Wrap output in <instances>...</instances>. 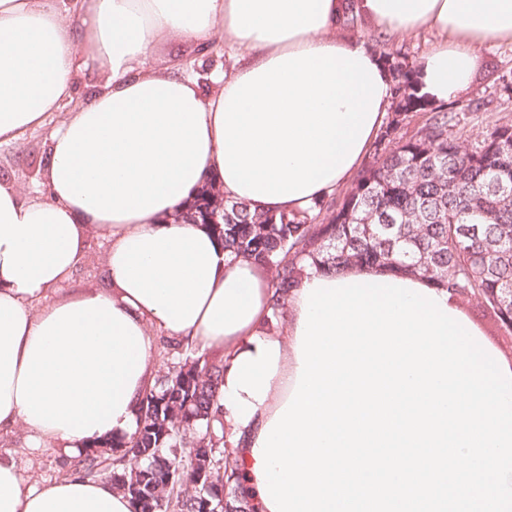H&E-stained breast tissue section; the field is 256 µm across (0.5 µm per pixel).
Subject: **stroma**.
Wrapping results in <instances>:
<instances>
[{
    "instance_id": "stroma-1",
    "label": "stroma",
    "mask_w": 512,
    "mask_h": 512,
    "mask_svg": "<svg viewBox=\"0 0 512 512\" xmlns=\"http://www.w3.org/2000/svg\"><path fill=\"white\" fill-rule=\"evenodd\" d=\"M484 64L470 88L462 95L449 99L448 106L459 112L468 136H476L479 122L512 121V98L498 85L502 75L512 77V42L488 38L481 46ZM152 70L176 67L192 68L205 91H213L211 72H232L238 66L236 53L220 40H212L208 48L192 41L177 40L156 49L146 60ZM63 118L52 114L46 126L27 132L19 141L0 145V175L26 193L45 178V157L50 145V132ZM106 245L95 231H88L87 246L72 279L64 283L60 294L77 297L101 289L106 277ZM460 309L489 343L508 363L512 364V335L503 334L494 317L481 303L463 301ZM0 454L10 456L29 481L44 484L62 477L67 468L55 449L32 447L23 431L0 436Z\"/></svg>"
}]
</instances>
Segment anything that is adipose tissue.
<instances>
[{"label": "adipose tissue", "instance_id": "1", "mask_svg": "<svg viewBox=\"0 0 512 512\" xmlns=\"http://www.w3.org/2000/svg\"><path fill=\"white\" fill-rule=\"evenodd\" d=\"M347 0H0V143L42 126L72 75L111 80L50 134L46 180L21 194L0 180V432L22 427L72 457L135 428L158 337L224 348L216 408L252 512H269L253 448L296 382L301 288L274 326L265 266L232 259L207 226L179 218L206 179L251 210L296 212L344 186L392 102L379 56L335 37ZM389 35L428 27L440 40L417 65L442 102L470 87L480 44L512 41V0H356ZM220 33L240 55L215 76L149 71L168 40ZM107 243L105 289L52 297L85 248ZM0 512H132L103 480L38 485L0 458Z\"/></svg>", "mask_w": 512, "mask_h": 512}]
</instances>
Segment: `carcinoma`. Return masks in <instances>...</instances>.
<instances>
[{
    "instance_id": "obj_1",
    "label": "carcinoma",
    "mask_w": 512,
    "mask_h": 512,
    "mask_svg": "<svg viewBox=\"0 0 512 512\" xmlns=\"http://www.w3.org/2000/svg\"><path fill=\"white\" fill-rule=\"evenodd\" d=\"M380 57L394 81L395 110L339 204L256 212L220 197L209 180L182 218L208 225L230 255L266 266L280 324L307 262L421 275L453 298L481 302L511 335L512 304L500 298L512 292V122L488 124L470 141L459 113L437 110L420 94L413 67L385 51ZM417 113L425 119L414 133L396 137ZM156 358L160 375L141 397L135 431L80 453L72 472L111 482L134 512H247L214 409L224 357L164 340Z\"/></svg>"
}]
</instances>
